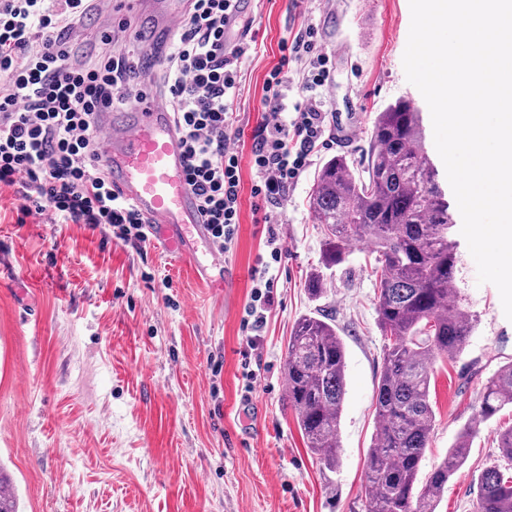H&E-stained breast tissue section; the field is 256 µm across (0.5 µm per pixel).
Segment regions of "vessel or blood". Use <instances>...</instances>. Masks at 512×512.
<instances>
[{
    "label": "vessel or blood",
    "instance_id": "1",
    "mask_svg": "<svg viewBox=\"0 0 512 512\" xmlns=\"http://www.w3.org/2000/svg\"><path fill=\"white\" fill-rule=\"evenodd\" d=\"M233 18L224 29V48L233 50L247 38L252 0H235ZM185 13L183 0H161L143 42L153 53ZM105 133L100 165L112 188L148 221L152 240L187 259L197 277L228 287L235 272L218 253L200 210V202L184 179V146L174 115L157 102L128 104L100 112Z\"/></svg>",
    "mask_w": 512,
    "mask_h": 512
}]
</instances>
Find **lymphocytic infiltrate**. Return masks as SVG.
<instances>
[{
	"mask_svg": "<svg viewBox=\"0 0 512 512\" xmlns=\"http://www.w3.org/2000/svg\"><path fill=\"white\" fill-rule=\"evenodd\" d=\"M232 0H190L167 52L150 62L108 49L95 61L74 58L73 25L88 13L87 0H0V187L20 202L18 223L51 218L57 224L109 225L123 241L146 242L144 219L113 191L100 168L104 135L97 112L124 104V88L141 99L159 93L175 114L186 148L185 179L200 198L219 252L237 238L241 143L250 145L251 194L278 209L288 190L326 142L324 92L332 84V58L315 25L283 38L277 66L264 80L260 121L245 130L237 115L240 64L251 49L224 50ZM251 300L241 320L245 391H253L254 351L274 303L284 248L267 228Z\"/></svg>",
	"mask_w": 512,
	"mask_h": 512,
	"instance_id": "1",
	"label": "lymphocytic infiltrate"
}]
</instances>
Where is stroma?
<instances>
[{
	"label": "stroma",
	"instance_id": "35a3bbf8",
	"mask_svg": "<svg viewBox=\"0 0 512 512\" xmlns=\"http://www.w3.org/2000/svg\"><path fill=\"white\" fill-rule=\"evenodd\" d=\"M254 48L241 64V125L261 117L266 74L278 43L301 23L316 25L333 56L328 110L356 127L328 137L295 181L271 223L285 248L275 304L263 330L255 390H243L240 329L252 270L266 241L254 209L252 172L243 168L237 239L225 258L233 288L202 284L188 261L164 246L116 239L108 225L20 224L11 189H0V473L19 512H365L366 469L375 432V390L384 339L376 326L372 247L354 243L341 266L324 272L310 297L323 232L308 200L323 164L347 155L364 169L368 130L389 103L409 100L454 224L462 218L435 148L429 107L403 68L409 0H253ZM147 11L111 0L77 23L78 59L139 49ZM457 285L478 325L465 351L436 362L430 400L435 427L421 462L429 473L459 432L478 431L436 512H475L479 473L497 456L494 433L512 407L476 424L482 391L512 361V321L498 289L478 283L461 232ZM306 314L331 318L346 350L339 464L323 467L307 449L285 404V343Z\"/></svg>",
	"mask_w": 512,
	"mask_h": 512
}]
</instances>
